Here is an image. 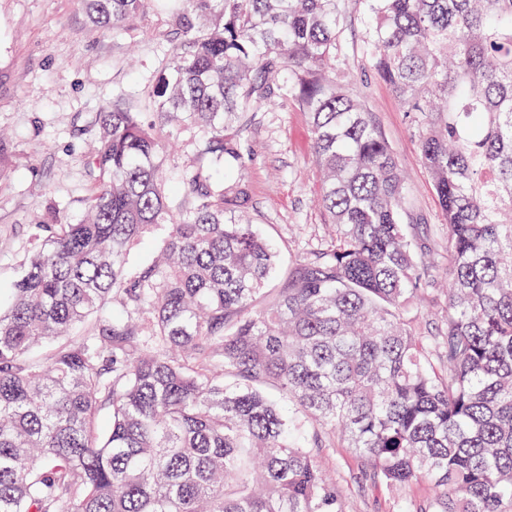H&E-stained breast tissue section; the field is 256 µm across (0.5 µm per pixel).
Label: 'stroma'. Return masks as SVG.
Wrapping results in <instances>:
<instances>
[{
    "instance_id": "stroma-1",
    "label": "stroma",
    "mask_w": 512,
    "mask_h": 512,
    "mask_svg": "<svg viewBox=\"0 0 512 512\" xmlns=\"http://www.w3.org/2000/svg\"><path fill=\"white\" fill-rule=\"evenodd\" d=\"M343 3L338 52L344 73L388 138L410 200L439 256H446L448 226L421 164L416 129L362 53L364 0ZM171 11L161 0L115 36L87 25L80 0H0V130L10 137L8 165L0 174V288L18 276L32 247V227L48 201L59 204L64 218L81 214L90 193L84 156L93 144L86 130L91 113L116 95L147 111V90L172 29ZM249 138L246 216L284 264L295 263L332 232L317 204L321 184L309 116L294 99L276 100L256 109ZM329 468L344 488L349 512H393L399 498L426 494L422 485L398 494L359 483L361 462L348 448L335 449Z\"/></svg>"
}]
</instances>
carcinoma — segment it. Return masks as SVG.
<instances>
[{"label": "carcinoma", "mask_w": 512, "mask_h": 512, "mask_svg": "<svg viewBox=\"0 0 512 512\" xmlns=\"http://www.w3.org/2000/svg\"><path fill=\"white\" fill-rule=\"evenodd\" d=\"M147 2L82 0L114 34ZM179 2L151 102L195 148L180 196L163 125L102 102L85 211L48 204L0 303V512H348L324 469L338 443L374 483L427 484L396 512H512V0H366L361 18L372 70L416 113L441 269L390 143L336 79L340 0ZM279 97L310 115L336 234L270 289L277 254L237 216L250 111ZM163 231L154 229L143 235L131 247L129 254L128 268L134 272L149 262L162 246Z\"/></svg>", "instance_id": "carcinoma-1"}]
</instances>
